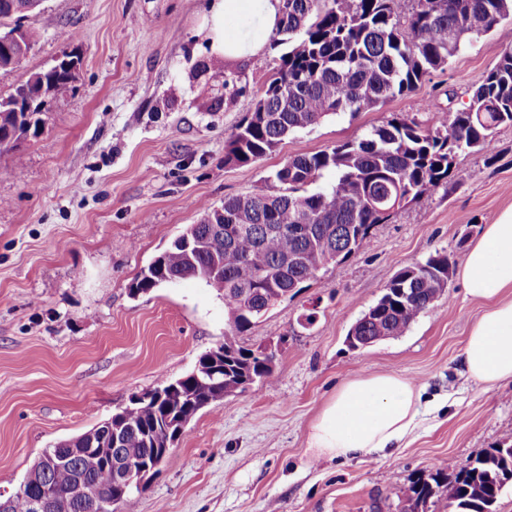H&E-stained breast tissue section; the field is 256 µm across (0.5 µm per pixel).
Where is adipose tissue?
Wrapping results in <instances>:
<instances>
[{
	"mask_svg": "<svg viewBox=\"0 0 512 512\" xmlns=\"http://www.w3.org/2000/svg\"><path fill=\"white\" fill-rule=\"evenodd\" d=\"M282 0H214L203 27L211 56L247 61L266 51L280 27ZM465 293L486 302L462 351L468 377L486 388L512 381V208L487 226L462 265ZM421 391L397 372L343 383L312 421L306 451L348 459L398 447L417 426Z\"/></svg>",
	"mask_w": 512,
	"mask_h": 512,
	"instance_id": "adipose-tissue-1",
	"label": "adipose tissue"
}]
</instances>
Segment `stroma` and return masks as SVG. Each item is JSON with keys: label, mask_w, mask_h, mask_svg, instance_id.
I'll return each mask as SVG.
<instances>
[{"label": "stroma", "mask_w": 512, "mask_h": 512, "mask_svg": "<svg viewBox=\"0 0 512 512\" xmlns=\"http://www.w3.org/2000/svg\"><path fill=\"white\" fill-rule=\"evenodd\" d=\"M211 0H43L23 18L35 51L0 91L74 51V81L41 135L0 150V493L16 491L46 448L81 434L191 371L223 344L224 302L200 280L137 296L130 285L203 206L272 192L288 157L357 140L394 117L426 123L466 107L512 46V19L465 42L444 69L384 105L322 120L249 165L224 161V141L251 100L212 112L196 71L208 54L197 31ZM447 188L376 225L340 265L270 309L239 345L277 351L273 383L199 413L145 491L118 512H401L421 472L462 465L512 442V381L468 379L462 350L484 310L452 277L405 335L353 351L351 326L400 268L466 252L512 207V125L493 154H457ZM317 317L304 324L310 303ZM396 371L423 389L425 411L401 447L349 460L312 459L309 426L347 379ZM454 394L449 408L434 400Z\"/></svg>", "instance_id": "35a3bbf8"}]
</instances>
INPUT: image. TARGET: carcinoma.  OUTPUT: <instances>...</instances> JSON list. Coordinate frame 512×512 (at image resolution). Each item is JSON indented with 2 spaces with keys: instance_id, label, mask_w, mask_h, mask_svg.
<instances>
[{
  "instance_id": "carcinoma-1",
  "label": "carcinoma",
  "mask_w": 512,
  "mask_h": 512,
  "mask_svg": "<svg viewBox=\"0 0 512 512\" xmlns=\"http://www.w3.org/2000/svg\"><path fill=\"white\" fill-rule=\"evenodd\" d=\"M512 18V0H285L279 33L288 51L280 56L264 92L252 99L247 119L224 142V161L255 163L289 134L326 117L360 112L412 93L431 72L443 68L465 40L488 33ZM31 29L20 41L0 44V78L16 68L14 57L34 50ZM212 86L214 110L233 109L247 88L226 79L223 62L202 61ZM74 75L51 66L0 93V104L45 90L56 99ZM512 125V48L504 50L471 96L467 108L435 112L429 124L395 118L366 137L331 149L288 158L275 170L271 194L227 197L219 208L203 207L191 224L190 245L178 237L130 286L147 292L163 283L195 278L224 300V360L202 354L195 367L133 399L91 429L56 443L49 453L75 456L46 481L24 478L0 512H31L30 502L51 491L63 501L80 479L92 494L121 500L112 487L109 453L147 465L162 455L173 424L190 423L221 398L225 387L245 376L251 384L274 380L275 359L236 344L257 319L296 296L301 285L330 264L356 253L371 230L408 201L448 186L456 154L492 151L494 134ZM42 133L39 118L0 111V133ZM328 184L307 187L323 175ZM455 261L437 252L396 272L384 293L350 328L363 347L404 335L419 314L433 308L454 273ZM119 444L111 449L114 435ZM512 483V445L489 448L462 467L448 462L419 474L402 492L411 510L448 496V512H497Z\"/></svg>"
}]
</instances>
